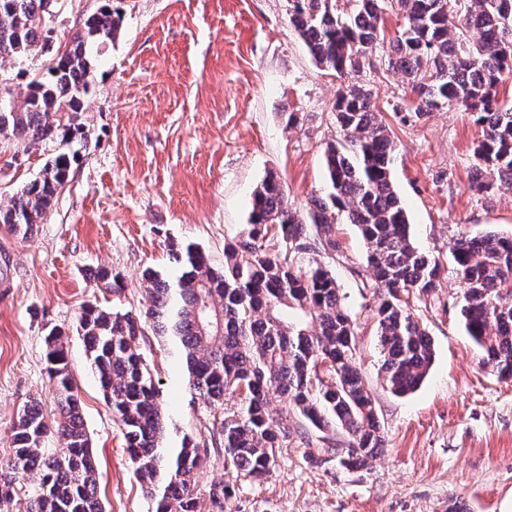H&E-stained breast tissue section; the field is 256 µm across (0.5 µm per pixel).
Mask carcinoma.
I'll list each match as a JSON object with an SVG mask.
<instances>
[{"instance_id":"1","label":"carcinoma","mask_w":512,"mask_h":512,"mask_svg":"<svg viewBox=\"0 0 512 512\" xmlns=\"http://www.w3.org/2000/svg\"><path fill=\"white\" fill-rule=\"evenodd\" d=\"M336 3L290 0L289 23L317 66L342 79L361 72L368 56L386 45L388 66L402 74L414 96L401 120L425 121L445 107L469 113L484 128L474 148L470 189L512 184V109L501 107L497 97L499 85L512 78V0H462L461 26L453 31L448 0H350L348 12ZM48 4L0 0L1 60L52 50L45 32ZM389 10L405 21L390 40L384 26ZM120 23L112 0H101L66 48L56 51L47 73L31 76L14 106L0 111V135L30 145L84 138L79 117L94 83L91 58L115 40ZM333 109L344 142L326 147V191L311 200L307 217L289 206L282 184L269 174L254 191L248 224L224 240V266H213L195 244L173 245L171 262L185 271L171 282L151 267L143 270L150 296L145 317L96 304L82 308L78 332L91 369L154 512H198L199 469L212 451L238 477L260 480L288 447L287 421L294 418L323 433L344 431L347 448L339 463L347 469L365 467L384 448L375 401L355 362L354 321L336 278L316 259L300 264L303 254L336 251L339 218L360 230L371 288L380 295L377 336L386 387L407 395L428 374L434 346L410 311V298L433 291L441 265L412 240L390 174L394 142L370 93L347 84ZM74 161L66 151L48 161L0 207V229L32 236ZM306 224L316 237L307 235ZM451 261L464 288L466 333L486 364L512 378V235L462 236ZM93 281L114 294L123 290L120 275L108 269L96 270ZM150 334L173 342L189 388L213 412L212 447L189 436L178 448L164 446L161 394L142 348ZM45 347L57 412L48 419L30 403L19 413L12 455L0 465V512L20 496L23 512H105L61 332L50 329ZM272 393L282 397L275 411L269 407ZM51 435L61 447H45ZM229 494L220 484L210 487L213 512H224Z\"/></svg>"}]
</instances>
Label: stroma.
Instances as JSON below:
<instances>
[{
  "label": "stroma",
  "instance_id": "35a3bbf8",
  "mask_svg": "<svg viewBox=\"0 0 512 512\" xmlns=\"http://www.w3.org/2000/svg\"><path fill=\"white\" fill-rule=\"evenodd\" d=\"M99 5L53 0L56 39L65 41ZM112 8L120 32L94 61L81 116L87 136L69 145L77 160L67 182L32 237L0 230V461L12 453L11 426L26 404L38 402L48 416L55 410L44 337L60 329L106 512H152L77 333L81 308L142 313L143 269L172 281L179 274L171 239L197 244L222 266L224 240L247 224L252 193L267 173L279 176L292 207L307 211L326 186V145L339 137V81L313 62L289 23L288 0H112ZM357 79L395 142L391 177L413 241L445 267L437 288L412 303L434 343L432 366L409 395L386 388L365 247L356 226L339 221L337 249L325 263L355 322L356 364L375 398L384 448L361 469L334 460L310 465L305 452L320 456L347 442L343 431L328 442L312 429L310 445L292 441L256 482L209 455L199 487H230L224 512H512V379L485 365L463 328V288L450 254L462 235H512V185L469 190L473 149L483 137L470 114L450 109L398 122L394 110L411 92L383 51ZM61 147L54 140L25 152L0 136V159H17L0 166V206ZM100 267L120 274L121 293L95 288ZM143 350L160 381L168 446L186 435L210 443L212 417L193 403L181 364L157 342Z\"/></svg>",
  "mask_w": 512,
  "mask_h": 512
}]
</instances>
